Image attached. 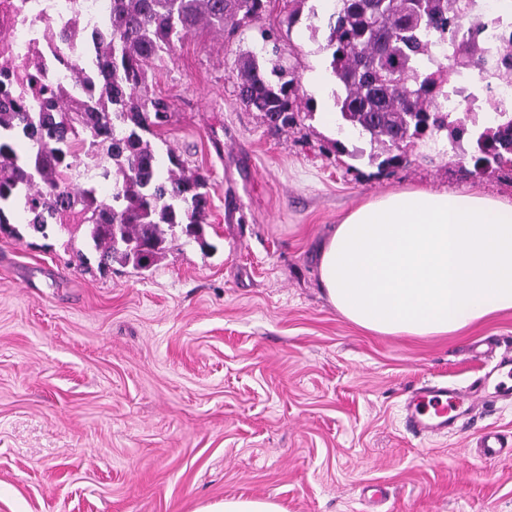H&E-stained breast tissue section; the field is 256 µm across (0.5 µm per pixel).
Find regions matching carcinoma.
Wrapping results in <instances>:
<instances>
[{"instance_id": "obj_1", "label": "carcinoma", "mask_w": 512, "mask_h": 512, "mask_svg": "<svg viewBox=\"0 0 512 512\" xmlns=\"http://www.w3.org/2000/svg\"><path fill=\"white\" fill-rule=\"evenodd\" d=\"M264 10L265 0H110L106 32L93 33L88 46L78 42L79 15L43 22L48 40L87 55L94 76L89 81L85 67L71 68L82 95L41 70L19 90L10 79L12 61L0 59V232L11 228L20 204L28 228L42 237L84 225L99 265L137 269L175 247L177 228L203 243L208 180L170 149L166 175L159 173L158 149L143 134L166 122L169 105L150 94L145 71L199 29L233 32ZM486 23L479 0H340L323 49L337 86L334 106L370 144V162L397 165L404 143L442 131L456 144L466 120L441 101L476 77L495 122L468 130L475 142L470 174L512 166V99L493 87L512 81V38L484 46ZM273 75L279 68L266 48L241 54V102L278 127L299 112V81L276 82ZM29 94L41 99L40 111L25 105ZM101 179L112 181L107 197L98 193Z\"/></svg>"}]
</instances>
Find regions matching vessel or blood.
Returning <instances> with one entry per match:
<instances>
[{
    "label": "vessel or blood",
    "mask_w": 512,
    "mask_h": 512,
    "mask_svg": "<svg viewBox=\"0 0 512 512\" xmlns=\"http://www.w3.org/2000/svg\"><path fill=\"white\" fill-rule=\"evenodd\" d=\"M469 396L466 390L452 393L439 384H423L413 392L406 404L408 428L420 437L447 429L449 401L459 402ZM481 446L483 456L487 459L512 453V445L504 443L500 434L492 430L484 432Z\"/></svg>",
    "instance_id": "vessel-or-blood-1"
}]
</instances>
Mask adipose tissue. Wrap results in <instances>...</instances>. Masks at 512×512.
<instances>
[{
	"label": "adipose tissue",
	"mask_w": 512,
	"mask_h": 512,
	"mask_svg": "<svg viewBox=\"0 0 512 512\" xmlns=\"http://www.w3.org/2000/svg\"><path fill=\"white\" fill-rule=\"evenodd\" d=\"M319 279L336 311L382 336L455 335L512 311V203L393 192L334 226Z\"/></svg>",
	"instance_id": "adipose-tissue-1"
}]
</instances>
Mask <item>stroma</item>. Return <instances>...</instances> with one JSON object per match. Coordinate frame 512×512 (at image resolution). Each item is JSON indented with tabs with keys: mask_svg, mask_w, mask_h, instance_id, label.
<instances>
[{
	"mask_svg": "<svg viewBox=\"0 0 512 512\" xmlns=\"http://www.w3.org/2000/svg\"><path fill=\"white\" fill-rule=\"evenodd\" d=\"M269 0L233 34L201 30L147 72L170 104L162 139L210 184L203 242L147 270L101 268L85 230L0 233V512H195L230 496L286 512H512V312L457 336H381L342 317L319 282L334 224L381 195L464 190L512 202V172L457 157L379 169L333 145L319 115L278 128L238 96L240 53L281 32L299 95L328 63L326 22L286 27ZM488 378L484 409L419 441L403 406L418 383ZM481 448L485 459H493L503 454L512 456V440L504 444L500 434L496 431H486L481 437Z\"/></svg>",
	"mask_w": 512,
	"mask_h": 512,
	"instance_id": "stroma-1",
	"label": "stroma"
}]
</instances>
